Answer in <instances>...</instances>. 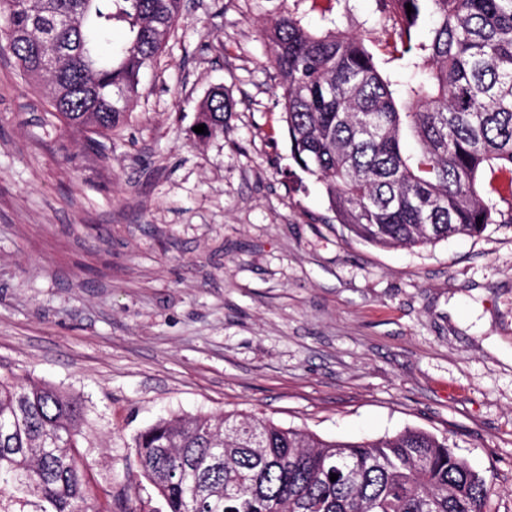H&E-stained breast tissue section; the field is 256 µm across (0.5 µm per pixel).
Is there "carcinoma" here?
<instances>
[{"label":"carcinoma","instance_id":"cac0c4a2","mask_svg":"<svg viewBox=\"0 0 512 512\" xmlns=\"http://www.w3.org/2000/svg\"><path fill=\"white\" fill-rule=\"evenodd\" d=\"M301 2L261 36L281 78L291 157L323 184L336 221L380 248L512 224V196L479 192L486 171L512 172V0H378L398 19V52L414 59L418 80L391 79L364 38L334 23L310 28ZM183 7L0 0V53L44 82L64 125L101 136L124 120ZM119 28L122 42L104 52ZM233 112L216 87L197 124L219 135ZM407 133L420 154L404 155ZM81 417L49 385L0 380V512H112L95 504L76 451ZM134 452L165 512H485L488 496L448 438L422 430L333 442L259 417L178 416L141 431Z\"/></svg>","mask_w":512,"mask_h":512}]
</instances>
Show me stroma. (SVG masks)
Masks as SVG:
<instances>
[{
  "label": "stroma",
  "mask_w": 512,
  "mask_h": 512,
  "mask_svg": "<svg viewBox=\"0 0 512 512\" xmlns=\"http://www.w3.org/2000/svg\"><path fill=\"white\" fill-rule=\"evenodd\" d=\"M403 72L375 0H303ZM251 0H184L112 133L68 129L0 56V377L82 407L96 489L163 502L136 436L236 412L355 441L448 436L512 512V226L379 248L337 224L290 156ZM236 103L199 138V103ZM235 112V102L224 90V87L213 88L198 107L197 126L205 124L206 134L200 137H211L223 134L224 125Z\"/></svg>",
  "instance_id": "1"
}]
</instances>
